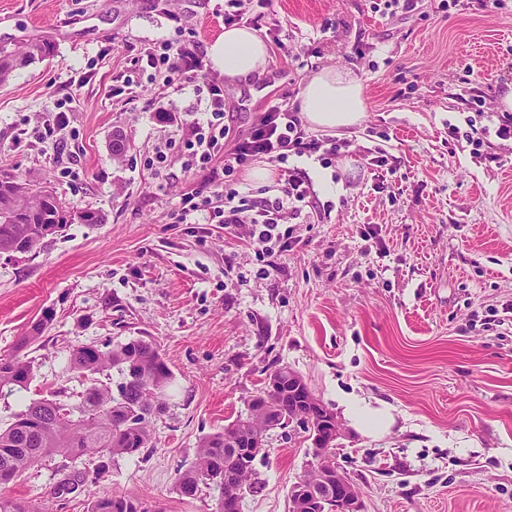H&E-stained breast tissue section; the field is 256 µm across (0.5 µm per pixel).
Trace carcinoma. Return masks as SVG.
I'll use <instances>...</instances> for the list:
<instances>
[{
    "mask_svg": "<svg viewBox=\"0 0 512 512\" xmlns=\"http://www.w3.org/2000/svg\"><path fill=\"white\" fill-rule=\"evenodd\" d=\"M50 54V48L30 44L13 51L0 49V86L9 83L14 73L31 62ZM27 195L16 196L0 192V234L10 232L21 242L25 251L39 248L47 238L44 225L55 223L62 204L46 186L26 184ZM24 209L27 214L15 222V215ZM51 315L46 313L32 325L29 335L22 337L15 353L0 358V391L25 389L34 376L33 361L22 354L40 338ZM70 368L84 377L102 374L111 369L123 376L119 396L96 382L81 394L75 406L59 399L34 400L25 406L30 423L14 421L0 427V488L17 481L28 469L54 454L72 458L84 455L100 457H134L152 442L151 420L163 411V404L155 401L148 387L165 388L172 381V373L152 344L133 339L119 343L109 351H88L76 346L70 351ZM282 391L268 394L262 386L257 394L268 396L269 408L279 418L302 409L299 393L288 394V377L281 379ZM212 472L210 483L224 488V479L249 485L255 469H245L231 453L224 452V432L206 436L198 450L196 462L179 472L176 489L181 492L197 484L198 476ZM140 499L125 494L93 497L87 512H141ZM0 512H41L24 501L0 495Z\"/></svg>",
    "mask_w": 512,
    "mask_h": 512,
    "instance_id": "obj_1",
    "label": "carcinoma"
}]
</instances>
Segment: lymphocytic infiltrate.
Wrapping results in <instances>:
<instances>
[{"label": "lymphocytic infiltrate", "instance_id": "obj_1", "mask_svg": "<svg viewBox=\"0 0 512 512\" xmlns=\"http://www.w3.org/2000/svg\"><path fill=\"white\" fill-rule=\"evenodd\" d=\"M146 64L165 77L166 84L194 79L205 69L203 56L171 41L145 49ZM210 115L206 121L186 124L183 142L184 165L197 172L203 191L184 194L177 223H186L195 213H204L208 223L231 228L250 225L251 237L264 244L259 275L276 268L277 259L293 241L286 224L302 213L300 205L310 196L308 181L298 171L288 169L289 157L326 151L335 155L337 145H324L309 136L300 117L299 105L275 99L243 132L233 133L226 124L224 89L208 85ZM266 162L278 169L280 194L274 201H248L239 190V174L254 162Z\"/></svg>", "mask_w": 512, "mask_h": 512}]
</instances>
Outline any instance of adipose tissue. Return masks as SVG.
Masks as SVG:
<instances>
[{"mask_svg": "<svg viewBox=\"0 0 512 512\" xmlns=\"http://www.w3.org/2000/svg\"><path fill=\"white\" fill-rule=\"evenodd\" d=\"M206 55L214 71L236 84L262 75L269 65L267 43L251 27L225 29L207 44ZM301 112L307 123L321 130L356 127L365 117L361 80L339 67H326L309 78L300 92Z\"/></svg>", "mask_w": 512, "mask_h": 512, "instance_id": "1", "label": "adipose tissue"}]
</instances>
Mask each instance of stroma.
I'll return each instance as SVG.
<instances>
[{
    "label": "stroma",
    "instance_id": "35a3bbf8",
    "mask_svg": "<svg viewBox=\"0 0 512 512\" xmlns=\"http://www.w3.org/2000/svg\"><path fill=\"white\" fill-rule=\"evenodd\" d=\"M241 10L267 43L261 77L225 85L229 123L247 129L274 99L298 102L322 68L350 70L366 116L335 139L336 157L289 167L332 187L314 190L294 245L269 276L247 226L177 224L198 176L180 154L186 122L207 109L206 79L161 90L144 59L154 43L206 45L224 30V0H0V46L51 53L0 87V179L56 191L101 223L67 225L40 249L0 255V356L44 311L52 320L26 353L27 389L0 392V424L31 401L82 392L72 348L156 345L173 373L153 445L97 474L98 457L54 455L5 493L50 512H86L89 492L122 493L154 512H214L217 490L182 497L175 478L203 437L247 413L267 373L300 374L334 414L336 461L363 512H512V140L467 141L499 111L512 82V0H420L410 13L376 0H272ZM58 146L18 143L66 97ZM122 134L128 149L112 157ZM167 146L159 169L146 165ZM389 405L386 432H364L342 399ZM313 461L305 434L272 431L241 512H288V492ZM82 487L60 493L62 474Z\"/></svg>",
    "mask_w": 512,
    "mask_h": 512
}]
</instances>
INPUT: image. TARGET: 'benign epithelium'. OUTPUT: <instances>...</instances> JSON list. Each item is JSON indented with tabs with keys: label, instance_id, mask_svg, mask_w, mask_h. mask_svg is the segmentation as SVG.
<instances>
[{
	"label": "benign epithelium",
	"instance_id": "7a95c632",
	"mask_svg": "<svg viewBox=\"0 0 512 512\" xmlns=\"http://www.w3.org/2000/svg\"><path fill=\"white\" fill-rule=\"evenodd\" d=\"M288 423L303 424L309 428L315 464L314 478H301L291 488L290 495L299 512H327L323 491L336 495V512H362V501L354 482L339 468L333 450L342 437V428L336 416L312 393L303 401V412ZM224 443L235 447V455L249 462L266 451L262 434L247 428L237 431V437L224 436ZM224 512H240L239 491L224 483Z\"/></svg>",
	"mask_w": 512,
	"mask_h": 512
}]
</instances>
